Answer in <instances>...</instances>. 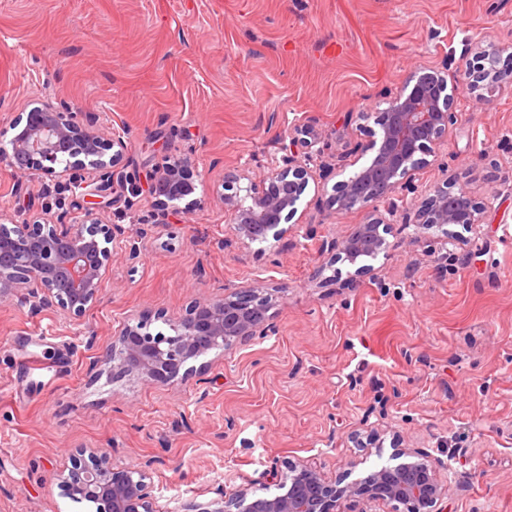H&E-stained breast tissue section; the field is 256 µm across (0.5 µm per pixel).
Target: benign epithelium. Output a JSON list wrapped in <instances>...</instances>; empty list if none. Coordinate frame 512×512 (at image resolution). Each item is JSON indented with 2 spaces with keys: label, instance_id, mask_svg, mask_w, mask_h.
Instances as JSON below:
<instances>
[{
  "label": "benign epithelium",
  "instance_id": "benign-epithelium-1",
  "mask_svg": "<svg viewBox=\"0 0 512 512\" xmlns=\"http://www.w3.org/2000/svg\"><path fill=\"white\" fill-rule=\"evenodd\" d=\"M467 72L468 89L482 91L480 97L487 102L504 85L512 86V68L500 65L496 52H480ZM457 89L439 72H413L401 92L371 114L374 126L355 148L368 161L352 177L337 182L332 197L338 211L372 207L367 219L337 245L339 255L356 266L355 274L369 270L366 261L388 248L385 234L393 217L398 210L409 209L406 203L398 204L397 193L415 171L430 165L428 157L457 122ZM12 130L10 148H0V164L16 174L62 178L87 165L99 172L94 182L72 180L73 188L90 203L82 218L69 223L36 219L0 224V299L38 288L39 304L77 320L105 288L112 255L125 248L94 212L106 197L112 168L125 143L105 137L95 118L49 101L21 113ZM288 139V154L262 177L253 179L243 172L224 181L222 197L232 232L247 244L269 238L277 242L288 235L295 204L312 177L310 164L324 154L308 121L294 124ZM189 163L186 156L167 159L149 175L146 186L161 209L195 193ZM380 203L387 204L383 214ZM481 214L470 192L453 178L428 188L414 217L415 223L428 229L447 225L471 229L481 223ZM272 301L273 295L255 288H236L220 298L198 301L177 316L157 314L168 326L167 333L153 332L150 321L132 316L104 359L116 373L152 384L183 379L193 371L190 362L266 335ZM396 458L399 463L348 483L343 478L328 481L304 464L284 461L286 472L276 480L275 494L262 496L244 489L227 500L193 504L188 512H340L341 503L351 498L397 502L404 512H439L451 483L441 471L450 466L422 451L402 449ZM148 479L149 473L138 466L113 467L102 448L56 473L67 495L95 504L96 512H156Z\"/></svg>",
  "mask_w": 512,
  "mask_h": 512
}]
</instances>
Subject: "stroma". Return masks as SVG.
Masks as SVG:
<instances>
[{
    "instance_id": "1",
    "label": "stroma",
    "mask_w": 512,
    "mask_h": 512,
    "mask_svg": "<svg viewBox=\"0 0 512 512\" xmlns=\"http://www.w3.org/2000/svg\"><path fill=\"white\" fill-rule=\"evenodd\" d=\"M512 63V0H0V146L37 100L105 116L127 148L102 223L137 244L112 259L80 320L0 299V512H96L54 474L78 450L150 475L157 512L273 492V461L357 479L400 448L448 461L443 512H512V89L465 88V46ZM416 70L461 85L458 121L407 200L459 177L484 206L472 230L393 224L361 279L331 249L366 210H336L366 116ZM325 148L279 242L243 244L224 176H262L295 119ZM181 153L195 203L133 192ZM67 178L0 166V213L69 219ZM252 286L275 296L268 335L165 386L101 360L129 315H179Z\"/></svg>"
}]
</instances>
